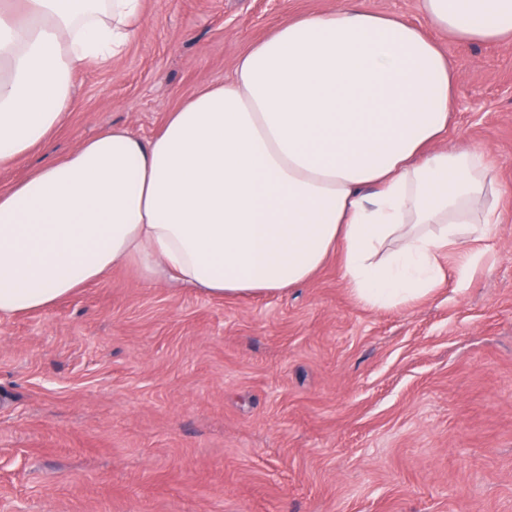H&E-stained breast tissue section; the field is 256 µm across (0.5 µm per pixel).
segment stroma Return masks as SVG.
I'll return each mask as SVG.
<instances>
[{
	"label": "stroma",
	"mask_w": 512,
	"mask_h": 512,
	"mask_svg": "<svg viewBox=\"0 0 512 512\" xmlns=\"http://www.w3.org/2000/svg\"><path fill=\"white\" fill-rule=\"evenodd\" d=\"M336 0H146L119 57L73 79L0 189L115 125L149 138L288 18ZM442 149L501 188L485 245L429 296L369 309L340 256L279 297L215 298L111 270L0 318V512H512V43L462 50ZM479 261L467 281L457 268Z\"/></svg>",
	"instance_id": "stroma-1"
}]
</instances>
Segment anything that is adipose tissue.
I'll use <instances>...</instances> for the list:
<instances>
[{"mask_svg": "<svg viewBox=\"0 0 512 512\" xmlns=\"http://www.w3.org/2000/svg\"><path fill=\"white\" fill-rule=\"evenodd\" d=\"M23 4L0 8V165L65 121L73 75L119 55L145 17V0ZM421 9L460 48L512 42V0ZM454 81L438 42L364 0L288 20L154 137L103 129L0 190V316L125 264L213 297L282 295L338 251L364 306L429 296L440 255L499 221L484 152L431 148Z\"/></svg>", "mask_w": 512, "mask_h": 512, "instance_id": "obj_1", "label": "adipose tissue"}]
</instances>
